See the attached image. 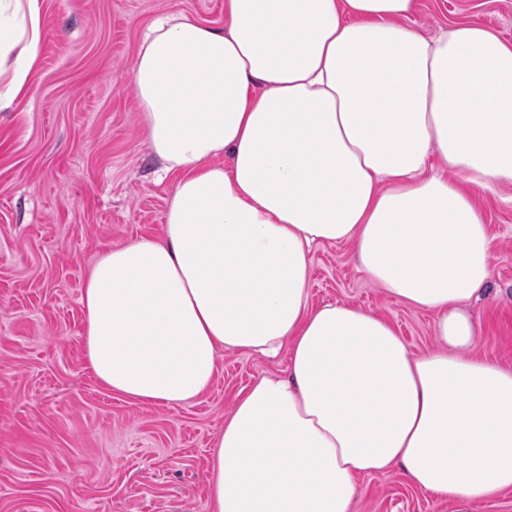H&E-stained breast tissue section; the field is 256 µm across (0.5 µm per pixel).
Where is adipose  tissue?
Returning <instances> with one entry per match:
<instances>
[{
  "mask_svg": "<svg viewBox=\"0 0 512 512\" xmlns=\"http://www.w3.org/2000/svg\"><path fill=\"white\" fill-rule=\"evenodd\" d=\"M416 0H224L226 27L153 20L133 84L174 182L162 232L103 250L81 302L87 371L127 401L206 393L223 350L288 372L241 394L208 463L211 512H351L399 468L455 501L512 488V370L467 356L494 240L467 192L512 185V43L432 35ZM43 0H0V112L34 94ZM449 177L427 174L430 157ZM437 316L412 355L385 318L308 306L309 253Z\"/></svg>",
  "mask_w": 512,
  "mask_h": 512,
  "instance_id": "adipose-tissue-1",
  "label": "adipose tissue"
}]
</instances>
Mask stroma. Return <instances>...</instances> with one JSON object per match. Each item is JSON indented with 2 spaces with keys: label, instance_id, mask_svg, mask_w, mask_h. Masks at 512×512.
<instances>
[{
  "label": "stroma",
  "instance_id": "1",
  "mask_svg": "<svg viewBox=\"0 0 512 512\" xmlns=\"http://www.w3.org/2000/svg\"><path fill=\"white\" fill-rule=\"evenodd\" d=\"M425 34L476 21L512 42V0H416ZM184 12L224 26V0H44L36 91L0 112V512H210L207 460L239 393L286 376L276 358L225 350L204 396L138 405L83 365V277L96 255L164 222L159 177L140 129L132 69L153 19ZM471 195L495 240L491 291L468 302V356L512 368V185ZM343 303L388 319L409 351L437 346L436 316L357 270L353 245L311 251L309 306ZM352 512H512V489L442 499L398 470L360 477Z\"/></svg>",
  "mask_w": 512,
  "mask_h": 512
}]
</instances>
